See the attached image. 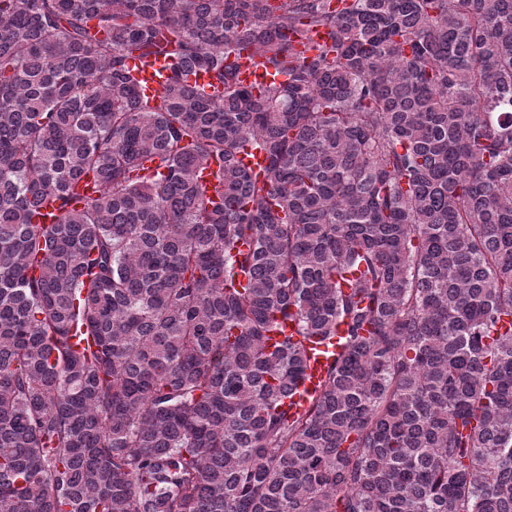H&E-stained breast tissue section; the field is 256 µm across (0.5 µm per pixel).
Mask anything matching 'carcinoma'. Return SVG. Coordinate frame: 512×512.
Returning <instances> with one entry per match:
<instances>
[{"label": "carcinoma", "mask_w": 512, "mask_h": 512, "mask_svg": "<svg viewBox=\"0 0 512 512\" xmlns=\"http://www.w3.org/2000/svg\"><path fill=\"white\" fill-rule=\"evenodd\" d=\"M0 512H512V0H0ZM239 78L245 85L265 86L273 81V76L267 74L264 68L258 65L257 59L253 57L250 48L239 51L236 58ZM130 68L134 69V74L141 81V94L151 97L160 91L163 78L159 74L166 75L164 70L165 62L162 60L157 62L153 68L142 69L138 60L129 62ZM309 348L315 349L311 350L312 357L310 368L306 373L304 381L298 386L297 392L290 399L301 406L306 404L307 396L312 394L315 389L319 387V383L323 375V364L326 363V357L324 354L314 353H316V350L320 352L332 350L328 349L326 345L317 344H310Z\"/></svg>", "instance_id": "obj_1"}]
</instances>
